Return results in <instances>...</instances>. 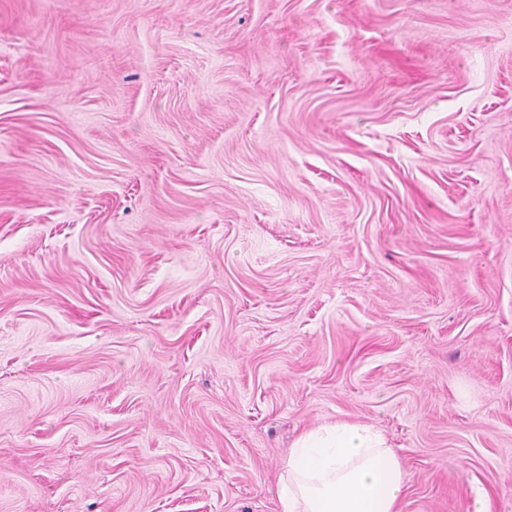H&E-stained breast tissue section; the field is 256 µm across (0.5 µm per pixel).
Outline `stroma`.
I'll use <instances>...</instances> for the list:
<instances>
[{
    "label": "stroma",
    "instance_id": "35a3bbf8",
    "mask_svg": "<svg viewBox=\"0 0 512 512\" xmlns=\"http://www.w3.org/2000/svg\"><path fill=\"white\" fill-rule=\"evenodd\" d=\"M336 420L512 512V0H0V512H278Z\"/></svg>",
    "mask_w": 512,
    "mask_h": 512
}]
</instances>
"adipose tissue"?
Returning a JSON list of instances; mask_svg holds the SVG:
<instances>
[{
	"label": "adipose tissue",
	"mask_w": 512,
	"mask_h": 512,
	"mask_svg": "<svg viewBox=\"0 0 512 512\" xmlns=\"http://www.w3.org/2000/svg\"><path fill=\"white\" fill-rule=\"evenodd\" d=\"M404 484L380 430L336 421L300 433L276 494L279 512H400Z\"/></svg>",
	"instance_id": "adipose-tissue-1"
}]
</instances>
